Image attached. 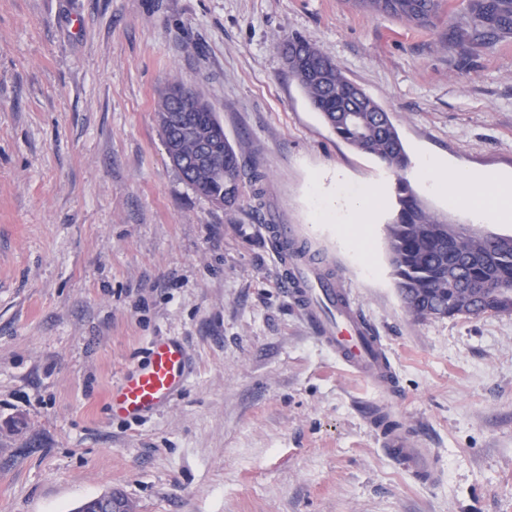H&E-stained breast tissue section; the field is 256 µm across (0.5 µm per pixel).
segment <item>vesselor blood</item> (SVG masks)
Returning <instances> with one entry per match:
<instances>
[{
  "label": "vessel or blood",
  "instance_id": "1",
  "mask_svg": "<svg viewBox=\"0 0 512 512\" xmlns=\"http://www.w3.org/2000/svg\"><path fill=\"white\" fill-rule=\"evenodd\" d=\"M266 230L282 258V280L290 284L319 339L342 366L375 388H389L393 378L390 363L378 337L367 332L365 322L353 310L346 291L331 278L311 279L308 266L288 251V225L270 224ZM188 376L183 345L172 339H153L147 359L127 370L113 386L108 397L113 417L139 420L154 413L183 388ZM379 436L393 456L413 464L416 478L427 484L436 481L437 462L430 450L412 447L405 434L395 429L380 428Z\"/></svg>",
  "mask_w": 512,
  "mask_h": 512
}]
</instances>
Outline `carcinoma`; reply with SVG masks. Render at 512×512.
<instances>
[{"label":"carcinoma","instance_id":"cac0c4a2","mask_svg":"<svg viewBox=\"0 0 512 512\" xmlns=\"http://www.w3.org/2000/svg\"><path fill=\"white\" fill-rule=\"evenodd\" d=\"M441 0H360L372 12L408 23L425 24L436 14ZM470 24L474 35L512 31V0H475ZM288 54V72L305 91L336 135L353 149L373 156L394 171L403 170L408 159L389 113L316 47L300 38L279 43ZM201 99L194 90L172 79L159 91L155 117L164 143L176 141L179 153L194 156L198 144L163 124L172 108V89ZM351 101L359 106L355 118L346 120L343 108ZM198 127L214 139L222 157V170L191 167L183 179L206 198L224 197V207H233L241 192L242 146H234L207 102L197 112ZM398 210L387 225V246L405 311L416 319L431 310L441 317L480 315L487 311L512 313V298L488 300L487 280L512 281V236L487 235L478 231L448 239V224L426 212L407 181L398 179Z\"/></svg>","mask_w":512,"mask_h":512}]
</instances>
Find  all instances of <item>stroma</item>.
<instances>
[{
  "label": "stroma",
  "instance_id": "obj_1",
  "mask_svg": "<svg viewBox=\"0 0 512 512\" xmlns=\"http://www.w3.org/2000/svg\"><path fill=\"white\" fill-rule=\"evenodd\" d=\"M356 0H0V512H74L113 490L134 512H512V314L410 317L387 226L405 178L431 214L475 220L340 140L289 76L299 36L389 112L409 159L512 177V31L459 37ZM244 143L236 207L170 162L171 78ZM381 184L360 259L311 198ZM267 224L290 225L388 354L395 388L338 365L287 295ZM191 372L169 406L112 419L108 393L156 338ZM391 416L441 477L381 446Z\"/></svg>",
  "mask_w": 512,
  "mask_h": 512
}]
</instances>
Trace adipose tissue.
Here are the masks:
<instances>
[{"label": "adipose tissue", "instance_id": "ef3b65f1", "mask_svg": "<svg viewBox=\"0 0 512 512\" xmlns=\"http://www.w3.org/2000/svg\"><path fill=\"white\" fill-rule=\"evenodd\" d=\"M415 173L430 192L470 210L476 220L512 221V179L490 174L460 172L449 174L447 163L422 154L415 161ZM382 186L349 192L344 180L336 182L335 207H322L320 216L336 219L356 249H363L368 224L374 223L384 205Z\"/></svg>", "mask_w": 512, "mask_h": 512}]
</instances>
